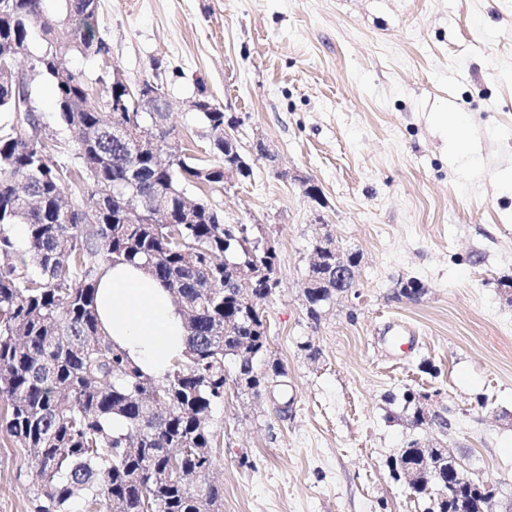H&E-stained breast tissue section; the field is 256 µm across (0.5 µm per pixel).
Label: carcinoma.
<instances>
[{
  "instance_id": "obj_1",
  "label": "carcinoma",
  "mask_w": 512,
  "mask_h": 512,
  "mask_svg": "<svg viewBox=\"0 0 512 512\" xmlns=\"http://www.w3.org/2000/svg\"><path fill=\"white\" fill-rule=\"evenodd\" d=\"M63 11L47 16L45 0H0V50L29 46L34 28L41 45L31 57L38 81L50 84L61 125L75 132L71 144L50 132L24 131L14 100L0 86V432L18 448L33 451L30 485L37 512H210L224 502V486L202 477L214 465L220 441L213 413L224 404L226 362L235 377L252 381L254 395L267 374H284L267 359L269 336L258 303L239 300L241 268L272 273L275 263L260 252L234 249L221 214L198 200L193 224H177L183 187L209 170L210 188L224 186V111L213 105L198 116L213 131L206 162L181 150L168 157L151 149L135 156L112 143L121 113L96 105L83 75L61 80L51 60L69 52L105 49L91 25L93 0H61ZM69 22V40L56 27ZM168 112L141 118L165 141L173 132ZM63 156L49 161V153ZM139 167L136 187L127 169ZM150 198L172 224L128 223L112 202V187ZM24 230L17 243L15 227ZM119 264L148 271L170 292L182 314L185 349L166 375L141 371L102 331L95 295L103 273ZM324 289H308L306 309L316 319ZM425 397L407 390L410 425L450 422L420 417L413 406ZM176 459L182 477L166 475ZM427 512H486L495 491L442 476L429 482Z\"/></svg>"
}]
</instances>
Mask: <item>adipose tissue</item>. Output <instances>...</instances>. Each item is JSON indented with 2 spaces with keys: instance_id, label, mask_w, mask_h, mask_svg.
Returning <instances> with one entry per match:
<instances>
[{
  "instance_id": "obj_1",
  "label": "adipose tissue",
  "mask_w": 512,
  "mask_h": 512,
  "mask_svg": "<svg viewBox=\"0 0 512 512\" xmlns=\"http://www.w3.org/2000/svg\"><path fill=\"white\" fill-rule=\"evenodd\" d=\"M96 307L112 342L145 373L163 377L184 347L183 320L170 293L141 267L119 265L101 276Z\"/></svg>"
}]
</instances>
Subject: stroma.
Returning <instances> with one entry per match:
<instances>
[{
  "label": "stroma",
  "mask_w": 512,
  "mask_h": 512,
  "mask_svg": "<svg viewBox=\"0 0 512 512\" xmlns=\"http://www.w3.org/2000/svg\"><path fill=\"white\" fill-rule=\"evenodd\" d=\"M95 19L105 53L65 64L97 105L117 70L162 86L182 147L209 148L188 109L205 97L276 155L250 180L187 189L225 223L262 225L281 282L261 307L284 386L227 391L214 413L222 512H425L388 467L413 437L447 441L512 500V0H97ZM319 218L362 261L357 296L313 320ZM411 277L416 302L396 295ZM396 322L416 332L410 353L387 344ZM408 388L449 434L408 425L388 400ZM31 461L0 434V512H35Z\"/></svg>",
  "instance_id": "35a3bbf8"
}]
</instances>
